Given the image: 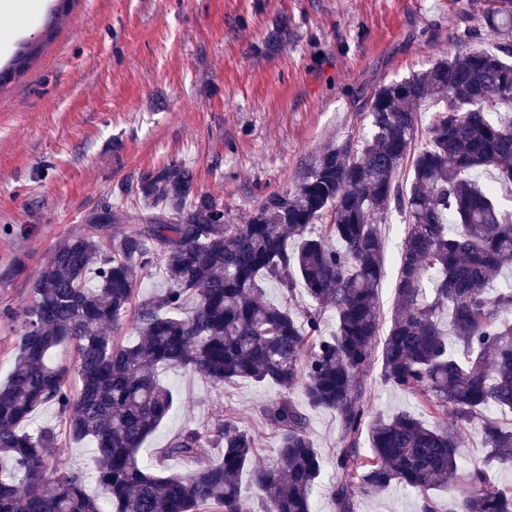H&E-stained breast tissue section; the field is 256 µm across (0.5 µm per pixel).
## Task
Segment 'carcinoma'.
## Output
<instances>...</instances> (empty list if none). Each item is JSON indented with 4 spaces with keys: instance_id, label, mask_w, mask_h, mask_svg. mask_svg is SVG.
<instances>
[{
    "instance_id": "1",
    "label": "carcinoma",
    "mask_w": 512,
    "mask_h": 512,
    "mask_svg": "<svg viewBox=\"0 0 512 512\" xmlns=\"http://www.w3.org/2000/svg\"><path fill=\"white\" fill-rule=\"evenodd\" d=\"M78 0H56L46 29ZM489 45H461L452 57L382 85L360 149H324L296 187L264 196L244 223H224V202L197 189L194 172L171 161L143 173L135 194L140 223L105 201L85 218L92 231L62 241L15 315L17 345L0 383V512H314L322 460L305 408L342 421L336 453L337 512H352L357 488L392 485L423 493L422 512H512V487L486 467L461 466L460 430H473L489 461L512 466V0H486ZM40 52L21 44L0 69V89ZM438 104L428 124L419 112ZM412 172L409 186L399 174ZM496 173L483 187L479 168ZM406 218L398 255L396 306L382 347V383L418 397L424 415L369 416L365 386L379 335L384 243L390 211ZM164 284L134 301L139 275ZM274 280L310 304L300 312L264 297ZM136 339L116 336L130 307ZM335 329L326 334L322 314ZM58 349L72 362L53 365ZM203 374L214 386L237 379L277 387L285 397L263 415L277 429L276 459L254 466L252 435L222 418L157 449L155 464L178 458L187 473L154 474L138 451L171 414L173 391L159 368ZM79 380L67 385L69 376ZM301 386L304 404L287 393ZM55 407L74 443H96L97 480L109 507L89 496L83 476L47 484L54 427L26 430ZM450 411L458 430L423 416ZM369 423L370 453L359 448ZM224 449L220 460L208 448ZM250 473L259 509L242 490ZM460 484L446 509L429 495Z\"/></svg>"
}]
</instances>
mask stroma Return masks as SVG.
Masks as SVG:
<instances>
[{
	"mask_svg": "<svg viewBox=\"0 0 512 512\" xmlns=\"http://www.w3.org/2000/svg\"><path fill=\"white\" fill-rule=\"evenodd\" d=\"M0 6V66L22 41L40 55L0 90V381L17 336L4 308L22 309L55 247L87 232L86 214L109 200L136 222L133 191L143 172L177 160L199 190L220 196L225 221L243 223L267 194L297 184L324 147L357 148L380 86L458 50L483 31V0H77L54 33L47 5ZM280 47L267 40L279 26ZM404 217L389 213L379 316L395 302ZM27 269H8L15 255ZM381 363L366 379L373 412L418 411L416 399L385 387ZM172 415L142 445L144 464L186 430L207 431L217 417L256 439L257 461L271 463L279 434L262 417L280 398L271 385L239 381L218 389L199 373L168 370ZM309 436L323 458L315 512H336L335 413H308ZM33 426L58 432L47 480L83 475L87 494L105 499L93 441L71 443L53 407ZM354 512H421L412 489L355 490Z\"/></svg>",
	"mask_w": 512,
	"mask_h": 512,
	"instance_id": "1",
	"label": "stroma"
}]
</instances>
